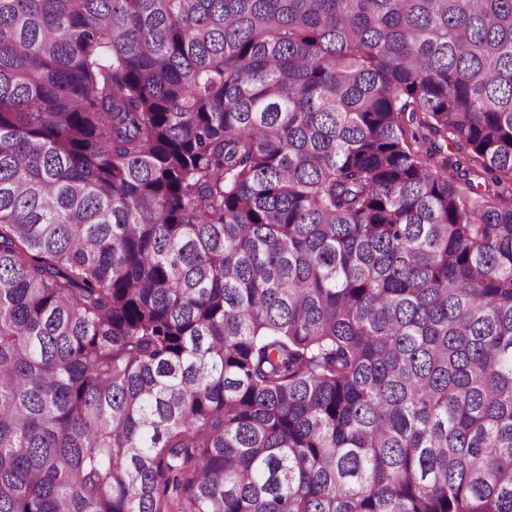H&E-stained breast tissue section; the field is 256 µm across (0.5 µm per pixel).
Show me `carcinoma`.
I'll list each match as a JSON object with an SVG mask.
<instances>
[{
    "instance_id": "carcinoma-1",
    "label": "carcinoma",
    "mask_w": 512,
    "mask_h": 512,
    "mask_svg": "<svg viewBox=\"0 0 512 512\" xmlns=\"http://www.w3.org/2000/svg\"><path fill=\"white\" fill-rule=\"evenodd\" d=\"M0 512H512V0H0Z\"/></svg>"
}]
</instances>
